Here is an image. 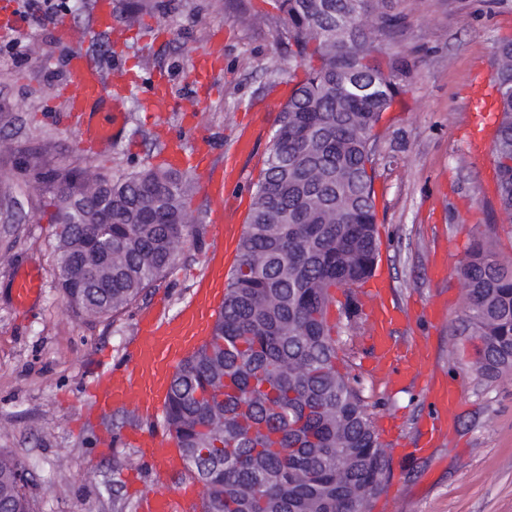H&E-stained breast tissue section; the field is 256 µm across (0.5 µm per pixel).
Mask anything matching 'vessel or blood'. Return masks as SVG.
I'll return each mask as SVG.
<instances>
[{
    "label": "vessel or blood",
    "instance_id": "1",
    "mask_svg": "<svg viewBox=\"0 0 512 512\" xmlns=\"http://www.w3.org/2000/svg\"><path fill=\"white\" fill-rule=\"evenodd\" d=\"M67 70L71 79L65 90L68 110L77 116L85 145L98 151L111 148L124 127L127 85L116 81L112 86H105L99 71L79 50L68 55ZM495 99L492 85L482 81L476 84L472 104L476 121L484 123L490 119L496 108ZM195 160L202 167L201 182L212 207L214 222L229 223V236H237L241 228L235 223V215L224 211L223 174L209 167L206 150H198ZM223 286L224 263L216 259L198 287L194 304L163 323L149 315L143 317L137 346L128 365L99 381L96 406L107 410L134 405L147 410L165 397L179 353L197 337L209 334L213 322L212 302ZM42 288L40 270L22 268L13 276L12 296L17 306H26L37 299ZM360 303L371 328L369 342L374 372L392 386L423 383L435 420L430 430L431 439L453 431L460 391L446 375L435 372L434 352L427 340L415 339L407 347L395 340L393 330L405 316L400 309L389 304L385 286L364 289ZM169 441V436L149 430L138 433L134 438L143 457L159 471L181 466L180 460L168 451ZM198 500L199 490L193 486L177 491L157 490L143 498L141 509L142 512H191Z\"/></svg>",
    "mask_w": 512,
    "mask_h": 512
}]
</instances>
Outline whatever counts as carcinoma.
Masks as SVG:
<instances>
[{
    "label": "carcinoma",
    "instance_id": "obj_1",
    "mask_svg": "<svg viewBox=\"0 0 512 512\" xmlns=\"http://www.w3.org/2000/svg\"><path fill=\"white\" fill-rule=\"evenodd\" d=\"M296 65L210 336L179 363L165 429L202 491L195 512H361L387 489L386 448L360 380L337 367L340 313L361 329L359 290L377 265L372 149L403 67L372 31L385 0H274ZM495 192L512 221V43L496 50ZM52 187L59 288L87 317L119 313L172 268L190 234L187 174L168 166ZM456 272L476 370L512 375V265L471 246ZM25 468L0 454V512H34Z\"/></svg>",
    "mask_w": 512,
    "mask_h": 512
}]
</instances>
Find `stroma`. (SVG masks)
<instances>
[{
	"label": "stroma",
	"instance_id": "obj_1",
	"mask_svg": "<svg viewBox=\"0 0 512 512\" xmlns=\"http://www.w3.org/2000/svg\"><path fill=\"white\" fill-rule=\"evenodd\" d=\"M16 24L0 33V453L29 471L35 512H139L144 494L189 485L185 472L158 476L131 436L163 429V413L129 407L100 412L94 389L106 371L123 368L143 314L171 316L189 303L216 247L235 260L234 244L219 245L209 203L192 180V231L167 275L127 310L86 319L65 304L57 278L51 187L40 170L78 168L122 175L164 159L163 142L181 136L185 148L210 138L215 161L248 176L247 192L224 208L246 213L272 147L280 93L295 61L287 25L269 0H151L136 20L127 0H112L121 36L99 35L80 49L104 78L122 72L132 94L125 126L112 148L86 150L78 124L65 118L59 90L69 82V45L55 34L54 14L33 0H14ZM398 19L375 39L387 57L405 61L400 92L385 113L374 145L379 265L392 301L408 315L394 336H423L439 369L460 388L453 434L419 452L432 420L416 385L389 388L368 372L367 337L341 333L338 345L353 362L366 403L391 418L389 510L373 512H512V377L490 380L476 371L479 342L465 332L466 298L455 267L473 243L512 262V224L499 211L493 155L475 157L469 135L472 90L492 80L495 51L512 40V0H391ZM205 55L218 71L207 89L191 82V61ZM169 89L163 106L143 110L150 77ZM251 129L252 152L233 144ZM447 258L446 277L431 274ZM41 269L44 288L27 308L11 293L16 268ZM443 310L428 319L430 305Z\"/></svg>",
	"mask_w": 512,
	"mask_h": 512
}]
</instances>
